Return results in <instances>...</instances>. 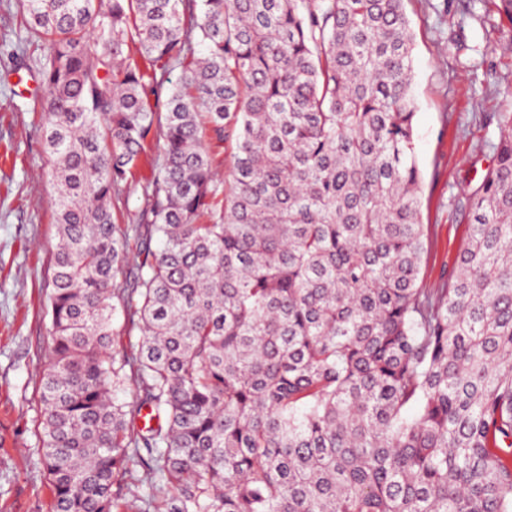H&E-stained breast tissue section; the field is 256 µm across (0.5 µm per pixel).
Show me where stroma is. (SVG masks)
I'll use <instances>...</instances> for the list:
<instances>
[{
  "label": "stroma",
  "mask_w": 512,
  "mask_h": 512,
  "mask_svg": "<svg viewBox=\"0 0 512 512\" xmlns=\"http://www.w3.org/2000/svg\"><path fill=\"white\" fill-rule=\"evenodd\" d=\"M414 34L415 145L429 251L425 287L455 264L468 233L466 199L492 163L512 112V24L494 0H405ZM0 56V512H49L37 437V388L50 343L48 281L54 188L37 113Z\"/></svg>",
  "instance_id": "35a3bbf8"
}]
</instances>
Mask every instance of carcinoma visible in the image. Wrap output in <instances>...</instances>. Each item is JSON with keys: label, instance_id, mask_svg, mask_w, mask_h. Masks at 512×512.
Instances as JSON below:
<instances>
[{"label": "carcinoma", "instance_id": "obj_1", "mask_svg": "<svg viewBox=\"0 0 512 512\" xmlns=\"http://www.w3.org/2000/svg\"><path fill=\"white\" fill-rule=\"evenodd\" d=\"M9 48L55 187L50 512H512V113L423 287L404 0H21Z\"/></svg>", "mask_w": 512, "mask_h": 512}]
</instances>
